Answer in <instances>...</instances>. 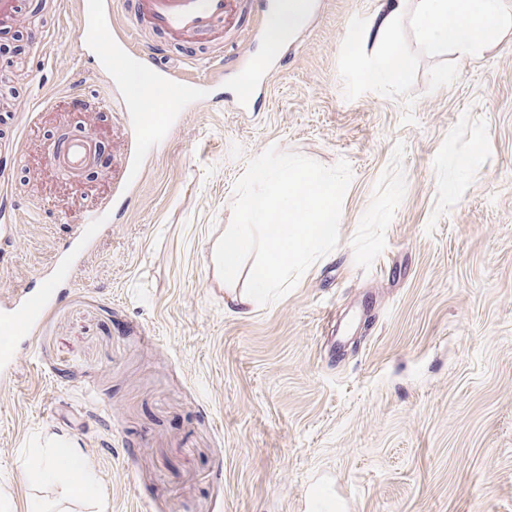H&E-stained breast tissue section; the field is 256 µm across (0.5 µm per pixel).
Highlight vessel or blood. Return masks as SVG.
I'll return each mask as SVG.
<instances>
[{
	"label": "vessel or blood",
	"mask_w": 512,
	"mask_h": 512,
	"mask_svg": "<svg viewBox=\"0 0 512 512\" xmlns=\"http://www.w3.org/2000/svg\"><path fill=\"white\" fill-rule=\"evenodd\" d=\"M231 5L232 0H81L80 40L89 45L100 72L107 78L95 99L97 105H112L118 92L111 76L112 60L123 52L136 55L138 63L155 79L180 87L179 101L168 113L126 112L125 129L133 138V147L117 174L118 196L127 195L139 182L151 150L160 143L165 129L178 125L183 110L213 101L210 79L193 78L192 88H184L182 75L173 67L168 53L140 54L141 30L161 33L173 41L218 33L224 29ZM117 11L128 20L124 27H116L112 22ZM271 76L269 61L254 60L242 68L240 79L262 86ZM98 152L97 140L86 130L71 131L45 148L48 162L75 179L95 165ZM111 211L112 204L106 201L96 209L73 216L67 239L59 244L53 264L42 274L46 287L24 285L0 297V328L6 329L11 337L10 344L0 348V385L14 382L19 352L29 348L42 314L57 301L63 289L71 287L82 260L94 252Z\"/></svg>",
	"instance_id": "b4317fda"
}]
</instances>
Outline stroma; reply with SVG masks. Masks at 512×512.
Segmentation results:
<instances>
[{
	"mask_svg": "<svg viewBox=\"0 0 512 512\" xmlns=\"http://www.w3.org/2000/svg\"><path fill=\"white\" fill-rule=\"evenodd\" d=\"M381 0H318L252 111L228 104L263 54L259 0L220 36L150 45L215 77L45 314L0 386V512H512V39L465 61L392 35L404 79L366 83L349 39ZM0 29V142L37 112L10 172L0 290L38 277L66 216L110 197L123 117L79 43V0H21ZM43 52H35L36 41ZM83 127L111 157L80 183L44 145ZM334 175L338 235L248 315L203 254L245 221L255 167ZM77 449L92 496L26 476Z\"/></svg>",
	"mask_w": 512,
	"mask_h": 512,
	"instance_id": "1",
	"label": "stroma"
}]
</instances>
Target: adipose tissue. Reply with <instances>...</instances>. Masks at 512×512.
<instances>
[{"instance_id":"1","label":"adipose tissue","mask_w":512,"mask_h":512,"mask_svg":"<svg viewBox=\"0 0 512 512\" xmlns=\"http://www.w3.org/2000/svg\"><path fill=\"white\" fill-rule=\"evenodd\" d=\"M408 19L421 42L449 47L461 59L497 48L512 36V7L506 0H385L372 29L357 32L354 39L356 58L372 85L395 83L406 74L409 60L388 35ZM123 81L136 107L149 109L177 100L172 87L156 81L145 69L127 68ZM252 181L258 189L248 196L246 223L224 232V286L231 291L230 302L243 314L268 297L304 252L335 244L338 224L336 184L310 166L298 162L282 168L261 166ZM254 247L264 251L265 260L250 271L252 291L247 296L233 294L241 258ZM65 474L78 492H94L93 474L63 448L47 452L32 477L50 482Z\"/></svg>"}]
</instances>
